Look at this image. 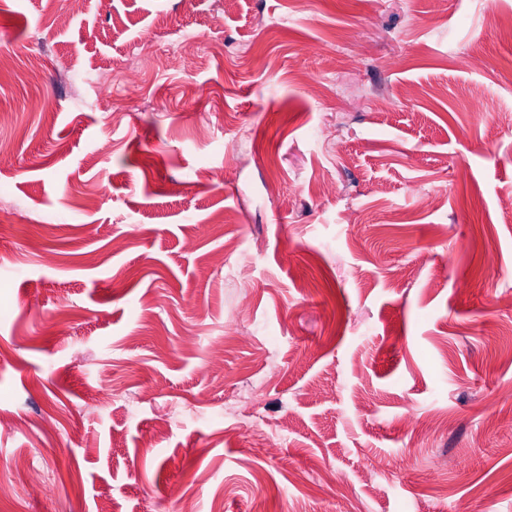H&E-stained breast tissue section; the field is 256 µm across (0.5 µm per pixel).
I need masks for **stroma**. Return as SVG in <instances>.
I'll return each mask as SVG.
<instances>
[{
  "label": "stroma",
  "mask_w": 512,
  "mask_h": 512,
  "mask_svg": "<svg viewBox=\"0 0 512 512\" xmlns=\"http://www.w3.org/2000/svg\"><path fill=\"white\" fill-rule=\"evenodd\" d=\"M222 8L0 0V512H512V0ZM259 387L250 386L241 391L235 403L227 409L230 413L235 414L238 419L248 428L262 429L268 426V421L259 409Z\"/></svg>",
  "instance_id": "35a3bbf8"
}]
</instances>
